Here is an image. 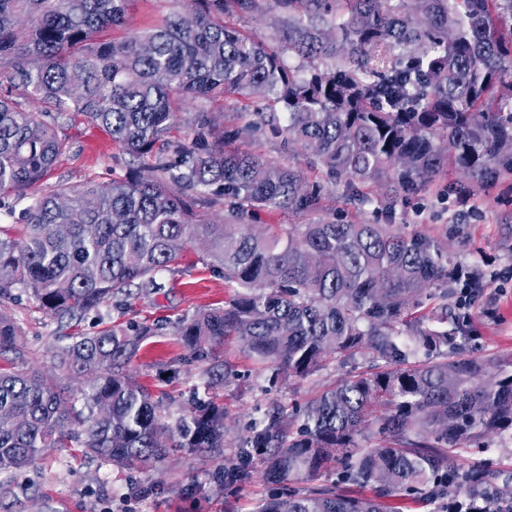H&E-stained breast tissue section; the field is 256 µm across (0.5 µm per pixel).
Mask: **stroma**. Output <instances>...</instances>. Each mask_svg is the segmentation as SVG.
Here are the masks:
<instances>
[{
  "mask_svg": "<svg viewBox=\"0 0 512 512\" xmlns=\"http://www.w3.org/2000/svg\"><path fill=\"white\" fill-rule=\"evenodd\" d=\"M191 0H132L124 26L112 29L114 40L143 33L163 16L178 11L189 14ZM244 33L262 38L282 33V17L273 0H259L249 14L233 17ZM211 112L214 128L210 144L222 146L221 133L242 125L243 113L255 105L239 95L223 101L195 100L186 104L176 123L179 134L191 130L198 109ZM67 147L38 193L73 187L95 180L121 179L129 172L147 178L150 159L125 153L102 128L82 119L63 120ZM230 149L251 150L289 164L305 185H319L322 207L314 213L276 210L262 213L252 230L270 234L281 224L336 221L348 224L400 225L407 232L437 238L457 265L481 273L496 272L494 284L483 285L466 308L470 338L468 355L498 366L512 360V155L501 160L495 177L476 183L459 174L440 172L429 182L401 191L382 178L366 183L335 181L311 167L308 157L294 154L280 140L242 134L227 143ZM470 197L468 206L459 195ZM159 287L150 293L132 291L121 307L104 303L99 312L72 321L57 320L40 308L31 289L14 290L5 310L20 331L30 366L50 369L52 353L73 334H90L112 321L177 322L203 308H218L230 297L224 279L214 270L203 247L182 252L169 271L157 277ZM217 361L231 365L235 379L213 380L214 362L189 353L180 338L167 331L149 337L129 364L132 376L158 400L165 423H177L197 402L223 408V439L215 448H173L161 462L129 472L95 458L80 448H51L39 463L22 475L0 473V512H252L268 491L260 475L241 485L236 494L224 492V464L233 458L251 419L270 402L303 403L348 375L350 369L328 364L304 378L283 376L269 385L270 372L244 351L236 339H225Z\"/></svg>",
  "mask_w": 512,
  "mask_h": 512,
  "instance_id": "stroma-1",
  "label": "stroma"
}]
</instances>
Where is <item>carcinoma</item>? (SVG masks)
Instances as JSON below:
<instances>
[{"label": "carcinoma", "mask_w": 512, "mask_h": 512, "mask_svg": "<svg viewBox=\"0 0 512 512\" xmlns=\"http://www.w3.org/2000/svg\"><path fill=\"white\" fill-rule=\"evenodd\" d=\"M131 0H0V199L28 195L64 142L72 115L106 130L127 154L153 160L156 179L90 181L31 195L20 239L0 237V302L30 286L63 320L137 287H157L184 246L206 245L233 294L222 309L179 320L174 335L197 358L224 339L281 375L307 378L357 357L304 406L271 403L224 468L232 492L263 472L272 491L253 512H399L397 497L448 512H512V473L459 457L490 434H512V373L464 354L466 321L448 309L456 267L440 242L396 224L314 221L257 235L243 221L270 210L311 213L319 194L291 167L226 152L193 136L170 139L193 99L248 96L242 130L263 126L348 183L388 177L409 190L443 169L472 180L512 153V0H273L286 64L263 39L228 22L257 0H193L121 41ZM38 60L31 67L28 57ZM45 105L30 112L16 96ZM234 201L233 224H212L188 202ZM156 328L112 323L71 336L52 372L25 367L19 328L0 310V472L31 468L77 441L121 469L176 447L159 402L127 372ZM82 379L81 405L57 374ZM224 410L194 405L179 428L189 448H216ZM375 441L371 448L360 439ZM320 476L330 483L300 489Z\"/></svg>", "instance_id": "carcinoma-1"}]
</instances>
